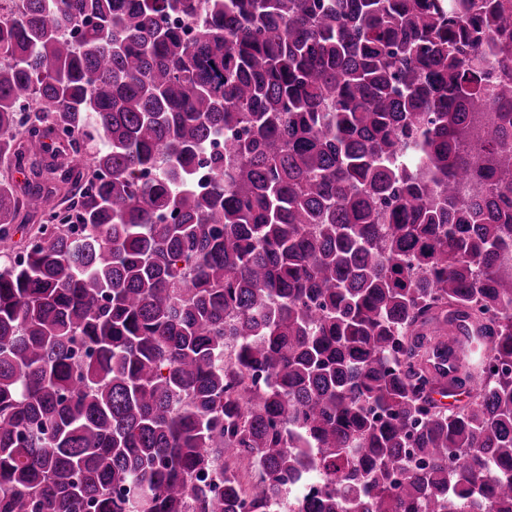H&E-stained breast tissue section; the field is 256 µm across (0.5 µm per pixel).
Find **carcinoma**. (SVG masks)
<instances>
[{
  "label": "carcinoma",
  "mask_w": 512,
  "mask_h": 512,
  "mask_svg": "<svg viewBox=\"0 0 512 512\" xmlns=\"http://www.w3.org/2000/svg\"><path fill=\"white\" fill-rule=\"evenodd\" d=\"M1 55L0 512H512V0H0Z\"/></svg>",
  "instance_id": "obj_1"
}]
</instances>
